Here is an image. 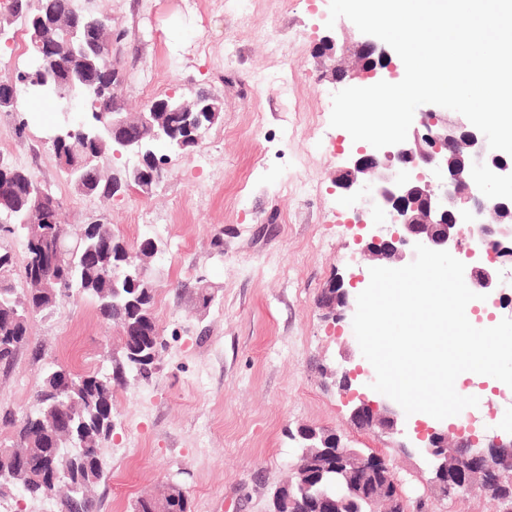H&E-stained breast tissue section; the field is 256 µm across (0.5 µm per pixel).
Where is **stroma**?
Instances as JSON below:
<instances>
[{
    "instance_id": "35a3bbf8",
    "label": "stroma",
    "mask_w": 512,
    "mask_h": 512,
    "mask_svg": "<svg viewBox=\"0 0 512 512\" xmlns=\"http://www.w3.org/2000/svg\"><path fill=\"white\" fill-rule=\"evenodd\" d=\"M111 15L112 60L125 75L115 95L127 112L168 94L207 89L221 97L218 121L188 152L168 158L155 193L130 188L110 199L74 192L44 139L60 123L53 101L0 112V160L32 172L61 201L77 229L111 225L128 247L154 238L153 316L164 339L146 380H129L112 401L115 429L102 449L94 487L98 512H133L141 495L172 481L192 512H270L274 489L298 456L290 431H336L345 446L384 457L409 498L426 495L428 468L416 450L356 429L330 371L364 364L351 318L333 320L317 298L336 276L371 261L333 184L353 145L330 125L341 83L314 54L335 34L353 58L361 33L329 18L330 0H250L219 9L213 0H76ZM296 46L275 53L267 32ZM29 41L20 23L0 28V77L24 69ZM309 118L291 125L294 106ZM262 122H255V113ZM119 329L75 296L31 323V342L0 369V416L21 418L46 364L91 372L120 356ZM512 417V388L499 384L465 411L482 437ZM431 512H500L497 501L427 497Z\"/></svg>"
}]
</instances>
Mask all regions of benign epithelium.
Segmentation results:
<instances>
[{
  "instance_id": "obj_1",
  "label": "benign epithelium",
  "mask_w": 512,
  "mask_h": 512,
  "mask_svg": "<svg viewBox=\"0 0 512 512\" xmlns=\"http://www.w3.org/2000/svg\"><path fill=\"white\" fill-rule=\"evenodd\" d=\"M77 29L69 27L64 17L48 23L32 41L35 55L47 66L66 52H75ZM355 68L365 77L384 80L394 75L396 65L389 48L378 38L364 35L356 46ZM320 58L335 59V40L325 35L314 47ZM43 86L41 74H20L0 82V112L9 111L18 85ZM96 82L82 77L76 82L58 84L54 95L63 103L64 121L45 139L49 149L73 138L97 136L100 128L112 131V138L133 157L149 158L156 174L149 183L134 179L140 192L153 193L162 183L166 158L157 156L155 142H166L168 129L157 118L158 112H187L191 121L204 113L221 110L222 101L215 94L195 95L190 99L156 100L131 116L112 105V111L96 110L98 102L88 95ZM77 117H70L71 112ZM512 185V157H505L489 148L485 136L469 121L452 119L439 108L418 113L405 142L376 149L365 144L351 150L345 164L338 169L335 185L349 200L350 223L367 230L362 251L374 260V266L389 263L407 265L415 259L414 245L421 243L434 250L460 252L459 226L467 224L473 238L487 251L499 257L512 253V191L501 186ZM388 226L387 234L376 229ZM364 277L339 276L322 290L318 305L327 314L342 319L354 311L351 288ZM466 285L478 294L491 295L498 289V272L493 264L468 268ZM365 374L362 367L342 372L339 384L349 396L350 420L357 428L377 437L393 439L404 434V411L387 402L371 400L352 389V384ZM70 379H60L54 395L59 423L70 426V414L62 396ZM418 451L428 463L431 478L428 489L440 498H468L485 494L486 486L470 483L462 490H453L440 479L448 473V462L478 466L483 471L506 475L512 480V431H503L479 438L458 433L453 440L441 427H417ZM379 472L385 484L392 485L387 499V512H412L387 461L374 454L352 449L336 457V478L357 488L358 494L368 490L373 473Z\"/></svg>"
}]
</instances>
